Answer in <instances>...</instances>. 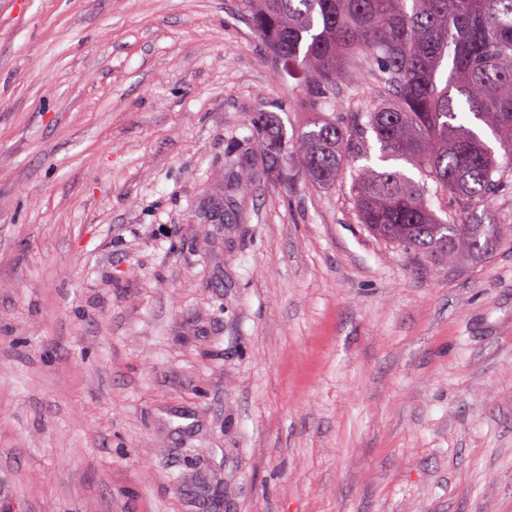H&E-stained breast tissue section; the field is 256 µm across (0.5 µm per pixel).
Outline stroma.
<instances>
[{"mask_svg": "<svg viewBox=\"0 0 512 512\" xmlns=\"http://www.w3.org/2000/svg\"><path fill=\"white\" fill-rule=\"evenodd\" d=\"M302 85L240 0H0V496L512 512V246L432 263L295 162L225 194Z\"/></svg>", "mask_w": 512, "mask_h": 512, "instance_id": "35a3bbf8", "label": "stroma"}]
</instances>
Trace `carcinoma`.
I'll return each instance as SVG.
<instances>
[{"label":"carcinoma","instance_id":"cac0c4a2","mask_svg":"<svg viewBox=\"0 0 512 512\" xmlns=\"http://www.w3.org/2000/svg\"><path fill=\"white\" fill-rule=\"evenodd\" d=\"M251 29L284 69L304 73L298 109L316 112L288 138L277 113H258L262 163L296 159L322 186L343 174L355 134L371 133L379 160L400 170L358 169L352 191L368 231L432 262L464 253L478 259L512 242V225L487 213L448 212V201H482L501 172L481 135L487 127L512 165V0H241ZM372 61L386 97L351 129L338 113L336 89L352 82L350 64ZM434 187H429V184ZM439 209H434L432 198Z\"/></svg>","mask_w":512,"mask_h":512}]
</instances>
